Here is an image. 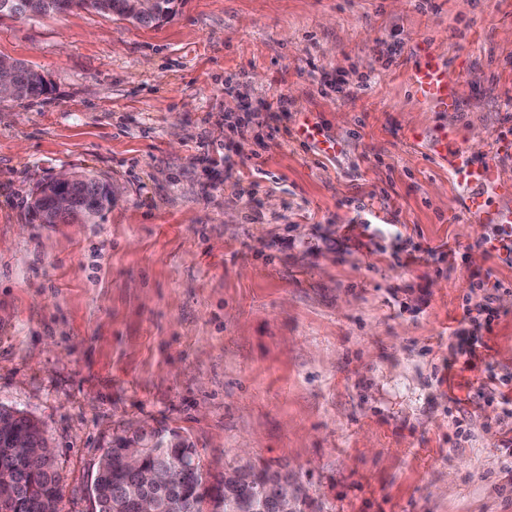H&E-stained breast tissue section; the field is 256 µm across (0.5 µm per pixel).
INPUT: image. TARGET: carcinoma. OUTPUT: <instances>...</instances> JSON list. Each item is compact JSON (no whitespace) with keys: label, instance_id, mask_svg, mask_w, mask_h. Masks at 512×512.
I'll use <instances>...</instances> for the list:
<instances>
[{"label":"carcinoma","instance_id":"1","mask_svg":"<svg viewBox=\"0 0 512 512\" xmlns=\"http://www.w3.org/2000/svg\"><path fill=\"white\" fill-rule=\"evenodd\" d=\"M22 8L9 14L17 19L62 14L74 8L90 7L98 13L118 16L143 27H159L175 17L181 0H154L153 12L135 10L132 0H13ZM16 98L26 99L46 91L44 76L36 69L18 64L12 73ZM82 194L76 205L81 207L97 198L110 201L112 186L93 175L78 176ZM22 439L33 446L45 442L44 431L30 417L0 405V471L16 476L14 495L0 499V512H60V478L55 460L26 454L14 447ZM128 439L121 438L107 451L106 470L97 472L93 484L97 490V512H135L129 503V491L151 498L156 512H205L204 504L212 505L211 512H273L277 486L289 478L269 467L252 465L233 469L235 480L210 479L201 459L185 467L177 448L163 446L159 438L155 449L133 471L124 463Z\"/></svg>","mask_w":512,"mask_h":512}]
</instances>
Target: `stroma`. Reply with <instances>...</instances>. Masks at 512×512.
<instances>
[{"mask_svg": "<svg viewBox=\"0 0 512 512\" xmlns=\"http://www.w3.org/2000/svg\"><path fill=\"white\" fill-rule=\"evenodd\" d=\"M426 46L458 111L411 94ZM0 56L48 86L0 99V405L44 430L62 512H93L117 438L161 431L217 477L288 470L309 512H512L488 378L512 379V262L453 219L426 148L450 128L478 158L512 139V0L4 16ZM62 171L112 184L102 219H33ZM467 296L498 311L471 362Z\"/></svg>", "mask_w": 512, "mask_h": 512, "instance_id": "stroma-1", "label": "stroma"}]
</instances>
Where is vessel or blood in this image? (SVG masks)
Masks as SVG:
<instances>
[{"label": "vessel or blood", "mask_w": 512, "mask_h": 512, "mask_svg": "<svg viewBox=\"0 0 512 512\" xmlns=\"http://www.w3.org/2000/svg\"><path fill=\"white\" fill-rule=\"evenodd\" d=\"M410 81L417 99L437 112H452L459 106L456 80L450 67L434 54H427L411 67ZM512 153V140L494 138L484 162L473 163L467 147L456 134L438 140L434 154L447 165L462 188L459 216L466 224H512V180L501 175L500 159Z\"/></svg>", "instance_id": "obj_1"}]
</instances>
